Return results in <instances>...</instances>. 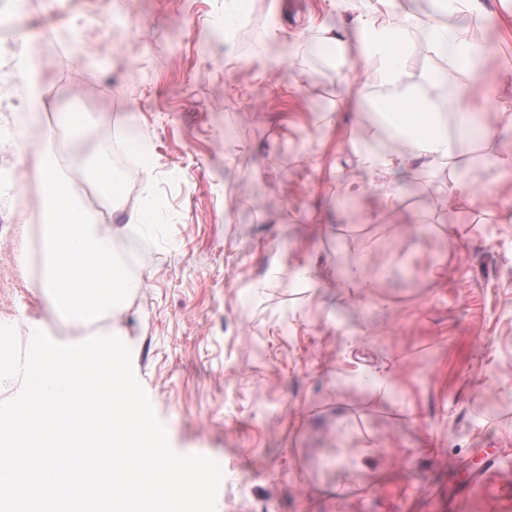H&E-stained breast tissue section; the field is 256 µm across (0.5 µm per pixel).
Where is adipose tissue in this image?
<instances>
[{
	"label": "adipose tissue",
	"instance_id": "obj_1",
	"mask_svg": "<svg viewBox=\"0 0 512 512\" xmlns=\"http://www.w3.org/2000/svg\"><path fill=\"white\" fill-rule=\"evenodd\" d=\"M447 4V15L432 13L425 18L431 45L446 56L449 65L475 67L483 49L469 39L465 24L488 20L485 0H447ZM354 29L360 52L378 61L386 87L377 102L381 121L365 129L357 128L348 140L354 150L363 141L374 143V150L361 160L365 172L382 170L416 179L426 174L434 162L444 161L456 169L457 178L453 183L439 185V196L448 200L470 192L466 173L460 168L458 142L475 133L491 139L495 133L488 128H475L464 107L467 91L449 99L456 124L448 126L445 113L405 83L403 64L411 50L405 31L377 24L369 11L356 13ZM25 95L30 110L14 126L16 143L26 142L35 126L40 127L42 138H53L55 128L40 125L39 109L51 96L42 68L31 67ZM72 160L69 154L60 160L37 154L26 169L47 216L42 226L43 268L37 291L56 320L94 326L120 311L126 299L143 288V277L126 271L115 243L120 237L144 239L146 227L155 222V209L147 202L125 223L101 224L87 207L82 186L64 181L61 176L63 163Z\"/></svg>",
	"mask_w": 512,
	"mask_h": 512
}]
</instances>
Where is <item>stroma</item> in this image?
<instances>
[{
    "instance_id": "35a3bbf8",
    "label": "stroma",
    "mask_w": 512,
    "mask_h": 512,
    "mask_svg": "<svg viewBox=\"0 0 512 512\" xmlns=\"http://www.w3.org/2000/svg\"><path fill=\"white\" fill-rule=\"evenodd\" d=\"M488 2L469 35L495 94L470 107L497 136L460 142L475 191L448 205L444 163L347 194L380 81L356 49L310 54L349 28L337 0H246L230 23L227 0H26L14 18L93 146L150 140L135 177L164 205L148 244L121 241L146 286L113 324L171 448L220 464L216 512H512V166L483 164L512 155V0ZM438 8L376 17L414 45L406 82L444 70L453 96L473 76L422 43ZM351 266L367 291L341 287Z\"/></svg>"
}]
</instances>
